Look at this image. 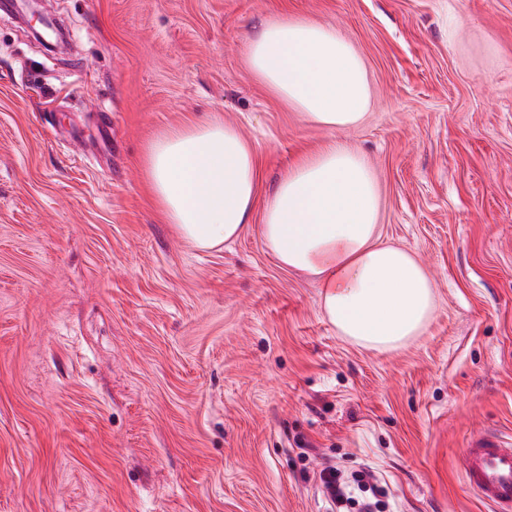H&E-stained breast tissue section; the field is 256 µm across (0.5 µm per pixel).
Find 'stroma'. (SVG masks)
<instances>
[{
  "instance_id": "stroma-1",
  "label": "stroma",
  "mask_w": 512,
  "mask_h": 512,
  "mask_svg": "<svg viewBox=\"0 0 512 512\" xmlns=\"http://www.w3.org/2000/svg\"><path fill=\"white\" fill-rule=\"evenodd\" d=\"M65 51L0 11V512H326L317 472L373 467L385 512H492L462 480L512 435V0H50ZM331 27L364 61V120L308 123L248 68L255 26ZM218 115L259 196L202 250L143 158ZM362 155L380 233L435 287L422 336L356 346L318 282L264 244L289 167Z\"/></svg>"
}]
</instances>
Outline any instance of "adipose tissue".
<instances>
[{
	"label": "adipose tissue",
	"mask_w": 512,
	"mask_h": 512,
	"mask_svg": "<svg viewBox=\"0 0 512 512\" xmlns=\"http://www.w3.org/2000/svg\"><path fill=\"white\" fill-rule=\"evenodd\" d=\"M248 65L307 121L359 123L369 105L364 63L333 30L305 18L264 22ZM145 173L162 217L199 249L237 238L258 196L254 146L211 116L152 140ZM381 200L366 162L332 142L290 167L263 212L267 249L285 268L316 277L340 336L369 349L420 336L434 308L431 282L413 255L379 235Z\"/></svg>",
	"instance_id": "ef3b65f1"
}]
</instances>
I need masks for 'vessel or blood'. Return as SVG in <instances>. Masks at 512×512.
<instances>
[{"label": "vessel or blood", "mask_w": 512, "mask_h": 512, "mask_svg": "<svg viewBox=\"0 0 512 512\" xmlns=\"http://www.w3.org/2000/svg\"><path fill=\"white\" fill-rule=\"evenodd\" d=\"M468 489L493 512H512V444L495 432L472 434L462 450Z\"/></svg>", "instance_id": "obj_1"}]
</instances>
